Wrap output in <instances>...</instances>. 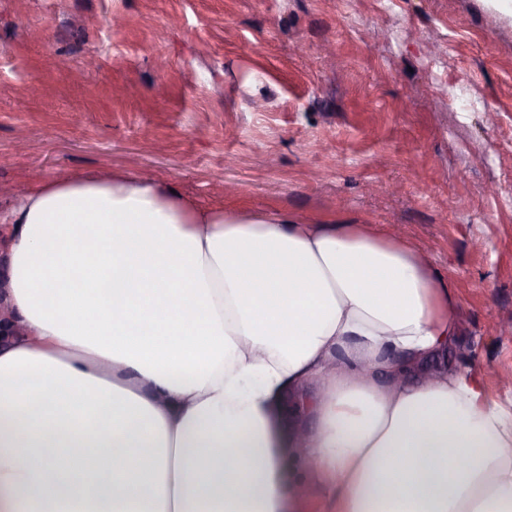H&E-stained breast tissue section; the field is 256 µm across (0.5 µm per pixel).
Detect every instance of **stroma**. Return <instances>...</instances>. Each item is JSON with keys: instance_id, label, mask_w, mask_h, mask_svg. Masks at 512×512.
Masks as SVG:
<instances>
[{"instance_id": "35a3bbf8", "label": "stroma", "mask_w": 512, "mask_h": 512, "mask_svg": "<svg viewBox=\"0 0 512 512\" xmlns=\"http://www.w3.org/2000/svg\"><path fill=\"white\" fill-rule=\"evenodd\" d=\"M120 169L397 225L457 285L449 365L512 416V0H0V209Z\"/></svg>"}]
</instances>
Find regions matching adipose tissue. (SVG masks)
<instances>
[{
    "label": "adipose tissue",
    "mask_w": 512,
    "mask_h": 512,
    "mask_svg": "<svg viewBox=\"0 0 512 512\" xmlns=\"http://www.w3.org/2000/svg\"><path fill=\"white\" fill-rule=\"evenodd\" d=\"M17 199L0 512H512V422L442 363L459 297L405 236L132 170Z\"/></svg>",
    "instance_id": "adipose-tissue-1"
}]
</instances>
